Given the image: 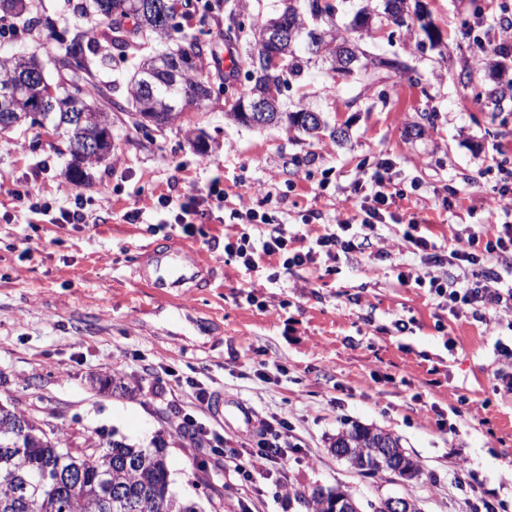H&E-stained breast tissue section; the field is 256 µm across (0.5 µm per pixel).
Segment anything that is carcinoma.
<instances>
[{
  "label": "carcinoma",
  "mask_w": 512,
  "mask_h": 512,
  "mask_svg": "<svg viewBox=\"0 0 512 512\" xmlns=\"http://www.w3.org/2000/svg\"><path fill=\"white\" fill-rule=\"evenodd\" d=\"M105 14L99 16L102 28L86 30L79 25L53 32L55 46L52 54L61 57L71 71V80L82 84L84 100L99 102L98 122L112 125V113L120 112L136 130L142 128V116L151 117L153 126L161 129L170 124V114L182 112L189 106H198L210 99L207 87L210 78L203 75L204 58L218 52L214 43L198 40L195 29L204 28L208 22L224 25L220 35L225 44L237 46L234 69L254 81L248 96L259 94L271 82L289 91L293 83L304 76L307 61L313 57L329 60L336 66V32H353V27L336 23L341 0H292L276 13L286 17L293 27L295 51L288 55L279 68L268 70L264 66L261 26L246 22L242 0H207L204 11L187 14L181 11L182 0H165L171 23L156 29L139 25V9L143 0H101ZM14 19L21 32V39H32L33 29L43 30L42 0H0V16ZM392 24L398 28L419 26L430 43H435L430 25L422 22V13L405 12L397 15ZM163 40L175 45L170 56L178 59L182 73L174 79L165 71H157L152 88H144L137 72L151 66L155 54L147 52V45ZM33 63V58L21 53L0 55V91L13 88L11 111L34 112L37 104H47L46 125L43 129L63 138L70 144L67 128L73 104L69 93L61 85L57 94L50 92L52 82L34 80L21 82ZM133 65L134 75L123 87V100L114 99L117 85L102 80V73L112 67L119 69ZM285 114L282 125L308 136L330 130L333 138L345 136L343 130L323 125H306L299 116L311 111L303 97L289 102H279ZM100 154L83 159L71 158L66 173L72 181L81 183L90 176V170L107 164L112 159V140L99 145ZM25 420L33 437L18 441L11 429L16 420ZM399 447V441L379 429L353 425L339 432L332 447L343 449L340 458L363 475H374L393 470L402 478H413L418 473L416 463L404 456L403 467L390 463L376 453L382 441ZM39 462L62 471L71 468L82 472L80 486L62 492L44 482L34 483L31 497L26 501L16 498V481L21 475L30 476L36 471L33 463ZM109 476L112 489L123 497L109 502L103 497L101 479ZM350 496L345 490L325 489L317 486L301 495L305 512H333L336 500ZM0 512H198L196 503L179 497L171 486L164 448H138L120 441L103 447L95 445L78 459L72 458L62 446V439L53 433L47 437L33 418H23L14 410L0 406Z\"/></svg>",
  "instance_id": "carcinoma-1"
}]
</instances>
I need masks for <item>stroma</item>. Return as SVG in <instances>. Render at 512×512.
<instances>
[{
  "instance_id": "obj_1",
  "label": "stroma",
  "mask_w": 512,
  "mask_h": 512,
  "mask_svg": "<svg viewBox=\"0 0 512 512\" xmlns=\"http://www.w3.org/2000/svg\"><path fill=\"white\" fill-rule=\"evenodd\" d=\"M408 6L428 15L435 46L415 28L354 36L367 57L398 61L405 75L351 107L348 85L316 58L291 91L345 129L342 141L234 123L216 98L148 137L115 123L110 165L77 184L61 140L38 127L0 134V405L71 448L115 439L167 448L175 490L200 512H304L297 495L316 485L347 490L361 512L392 496L419 512H467L472 500L512 512V392L499 378L512 312L495 313L489 327L428 289L399 285V270L427 274L420 255L368 248L249 271L224 241L246 231L261 244L265 226L224 223L214 207L192 238L214 282L189 307L129 275L142 248L180 236L153 208L158 195L206 196L218 185L228 205L286 224L304 251L337 219L361 222L359 203L380 172L401 194L371 240L399 243L416 230L448 257L457 285L470 280L471 266L450 254L470 235L500 229L497 192L512 187V98L494 111L473 96L499 88L490 49L507 47L512 70V30L500 25L512 20V0ZM19 187L57 210L82 205L85 223H49L14 200ZM199 383L255 417L286 415L298 445L287 468L247 485L217 468L210 447L178 428L177 413L197 406ZM354 424L398 438L418 475L365 476L336 458L333 438Z\"/></svg>"
}]
</instances>
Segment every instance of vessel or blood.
I'll use <instances>...</instances> for the list:
<instances>
[{"label":"vessel or blood","mask_w":512,"mask_h":512,"mask_svg":"<svg viewBox=\"0 0 512 512\" xmlns=\"http://www.w3.org/2000/svg\"><path fill=\"white\" fill-rule=\"evenodd\" d=\"M131 276L153 296L174 297L186 306L198 291L211 286L213 267L201 259L194 246L162 243L141 252Z\"/></svg>","instance_id":"obj_1"}]
</instances>
